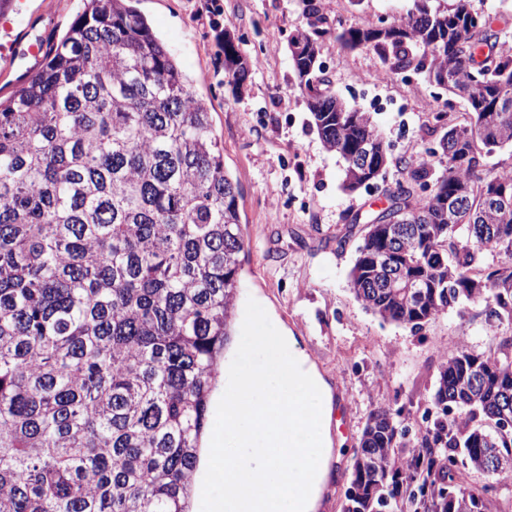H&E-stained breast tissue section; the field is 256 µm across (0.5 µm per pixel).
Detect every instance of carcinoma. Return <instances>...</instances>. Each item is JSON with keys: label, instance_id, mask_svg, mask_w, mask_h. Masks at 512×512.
I'll use <instances>...</instances> for the list:
<instances>
[{"label": "carcinoma", "instance_id": "cac0c4a2", "mask_svg": "<svg viewBox=\"0 0 512 512\" xmlns=\"http://www.w3.org/2000/svg\"><path fill=\"white\" fill-rule=\"evenodd\" d=\"M302 2L307 28L289 42L300 92L354 191L391 157L369 113L321 91L333 28L319 0ZM429 2L413 0L383 38L372 25L337 35L469 104L439 152L397 162L387 208L352 217L363 227L350 288L413 330L481 299L494 334L512 327V208L498 202L512 198V162L487 170L512 149V44L469 0ZM435 157L445 197L478 222L419 192ZM245 246L207 102L132 0H86L0 100V512H190ZM401 272L423 279L418 297ZM434 404L405 459L400 411L370 415L344 512H488L505 496L490 458L512 459V426L499 427L512 408V336L441 363Z\"/></svg>", "mask_w": 512, "mask_h": 512}]
</instances>
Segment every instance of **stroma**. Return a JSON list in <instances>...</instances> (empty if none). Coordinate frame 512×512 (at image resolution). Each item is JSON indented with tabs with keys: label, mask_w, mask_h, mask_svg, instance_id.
I'll list each match as a JSON object with an SVG mask.
<instances>
[{
	"label": "stroma",
	"mask_w": 512,
	"mask_h": 512,
	"mask_svg": "<svg viewBox=\"0 0 512 512\" xmlns=\"http://www.w3.org/2000/svg\"><path fill=\"white\" fill-rule=\"evenodd\" d=\"M211 108L224 146V167L240 189L241 220L248 245L239 273L238 308L255 299L296 337L300 349L329 382L347 448L331 470L318 512H343L345 491L366 421L382 407L402 408L407 434L396 453L408 457L414 434L434 409L440 362L468 346L495 349L485 327L483 301L453 308L422 330L382 321L367 312L350 290L349 276L360 236L344 251L334 238L345 233L348 215L384 206L381 189L344 190V162L329 152L309 125L298 89L288 39L305 26L301 0H136ZM85 0H25L11 38L0 35V96H8L30 74L17 60V44L34 36L54 44L80 15ZM412 0H322L334 28L388 25L405 17ZM241 53L260 58L244 89L224 69V38ZM320 61L328 94L370 113L394 159L428 156L435 139L432 115L467 110L464 99L430 84L409 69L384 81L378 57L350 50L326 37Z\"/></svg>",
	"instance_id": "obj_1"
}]
</instances>
